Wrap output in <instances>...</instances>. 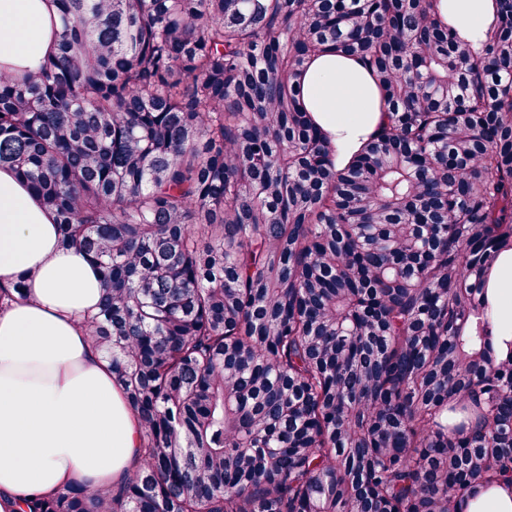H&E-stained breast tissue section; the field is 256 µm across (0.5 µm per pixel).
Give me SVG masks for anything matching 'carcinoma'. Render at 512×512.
<instances>
[{"label":"carcinoma","instance_id":"1","mask_svg":"<svg viewBox=\"0 0 512 512\" xmlns=\"http://www.w3.org/2000/svg\"><path fill=\"white\" fill-rule=\"evenodd\" d=\"M0 63V166L104 283L86 320L143 431L112 490L20 512H458L512 483V0L480 53L439 0H55ZM368 63L342 169L297 85ZM490 294L497 303L494 332L500 335L499 330L512 331V276L496 280Z\"/></svg>","mask_w":512,"mask_h":512}]
</instances>
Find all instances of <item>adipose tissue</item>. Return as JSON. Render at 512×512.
Instances as JSON below:
<instances>
[{"label": "adipose tissue", "mask_w": 512, "mask_h": 512, "mask_svg": "<svg viewBox=\"0 0 512 512\" xmlns=\"http://www.w3.org/2000/svg\"><path fill=\"white\" fill-rule=\"evenodd\" d=\"M473 51L496 23L494 0H439ZM55 0H0V60L34 68L57 51ZM300 99L344 166L387 124L358 59L325 52L303 73ZM24 296L0 311V512L72 485L112 487L142 464L137 414L83 324L103 296L97 266L60 241L53 214L15 170L0 167V285Z\"/></svg>", "instance_id": "1"}]
</instances>
